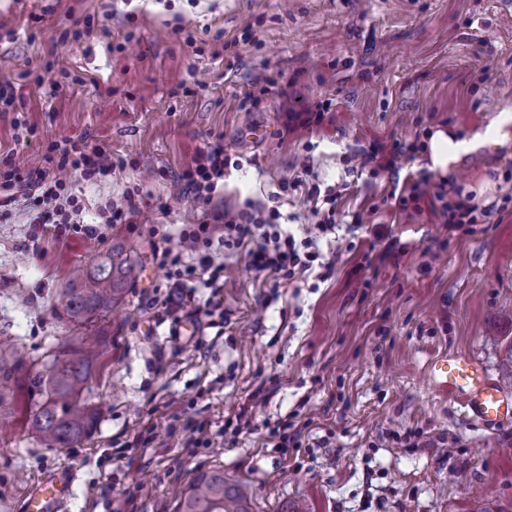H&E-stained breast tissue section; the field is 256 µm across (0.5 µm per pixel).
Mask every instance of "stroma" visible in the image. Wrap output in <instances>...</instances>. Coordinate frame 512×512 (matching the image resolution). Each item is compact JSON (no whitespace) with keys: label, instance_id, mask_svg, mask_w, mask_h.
<instances>
[{"label":"stroma","instance_id":"obj_1","mask_svg":"<svg viewBox=\"0 0 512 512\" xmlns=\"http://www.w3.org/2000/svg\"><path fill=\"white\" fill-rule=\"evenodd\" d=\"M76 19L91 36L64 37ZM43 65L61 84L52 99L33 76ZM6 83L16 99L0 112L1 153L25 167L52 142L83 139L124 164L75 185L98 238L28 249L39 227L6 205L0 346L29 362L74 338L57 317L60 290L112 244L143 271L97 323L110 342L88 396L102 409L93 433L41 447L22 386L0 398L13 424L0 433V512H21L41 477L63 469L75 473L68 512H157L209 468L245 483L253 512L294 501L307 512H512V420L486 428L426 380L443 354L471 356L494 380L512 358V135L461 154L450 174L430 171L499 207L452 230L430 198L403 211L393 199L430 170L426 152L387 170L368 159L438 127L468 135L512 106L507 0H0ZM247 92L259 107H242ZM324 101L322 120L286 130L289 114ZM18 112L32 130L20 143ZM216 143L224 188L205 206L177 178ZM137 184L148 194L132 223L100 224L99 206ZM315 186L338 193L336 233L318 241L332 263L322 277L271 290L218 236L219 288L193 291L196 305L215 299L213 315L169 303L178 278L154 259V227L251 202L300 239ZM275 430L285 447H265Z\"/></svg>","mask_w":512,"mask_h":512}]
</instances>
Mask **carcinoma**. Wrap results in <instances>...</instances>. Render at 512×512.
<instances>
[{
    "label": "carcinoma",
    "instance_id": "carcinoma-1",
    "mask_svg": "<svg viewBox=\"0 0 512 512\" xmlns=\"http://www.w3.org/2000/svg\"><path fill=\"white\" fill-rule=\"evenodd\" d=\"M141 266L121 244L79 270L62 289L59 318L84 329L76 340L59 344L34 369L0 353V380L14 376L28 396L26 421L44 448H70L95 428L99 410L84 393L103 365L108 339L90 327L124 303ZM174 512H250L243 487L219 468L198 471L179 496Z\"/></svg>",
    "mask_w": 512,
    "mask_h": 512
}]
</instances>
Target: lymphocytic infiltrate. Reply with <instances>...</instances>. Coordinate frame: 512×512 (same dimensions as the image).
<instances>
[{"label":"lymphocytic infiltrate","mask_w":512,"mask_h":512,"mask_svg":"<svg viewBox=\"0 0 512 512\" xmlns=\"http://www.w3.org/2000/svg\"><path fill=\"white\" fill-rule=\"evenodd\" d=\"M226 166L224 149L216 145L200 151L180 181L184 190L202 203H210L224 180ZM112 157L101 148H88L85 143L60 147L49 144L34 165L17 166L13 156L0 157V192L21 198L25 208L35 212L36 223L52 236L67 233L86 238L96 237V226L80 223L82 209L78 196L71 191L73 182L98 181L109 176ZM432 195L448 226L474 224L488 216V209L479 208L471 199H449L444 187H431L429 175L422 174L409 182L408 192L398 199L399 208L425 195ZM276 210L265 211L254 206L235 213L213 212L210 222L192 224L178 233L162 231L156 256L160 265L178 266L186 251L208 247L216 226H223L224 240L233 247L244 248L252 269L264 279L280 282L300 278L309 273L319 258L311 239L296 241L294 236L277 225Z\"/></svg>","instance_id":"f902f5d3"}]
</instances>
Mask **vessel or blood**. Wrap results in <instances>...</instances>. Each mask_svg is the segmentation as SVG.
Masks as SVG:
<instances>
[{
	"label": "vessel or blood",
	"instance_id": "b4317fda",
	"mask_svg": "<svg viewBox=\"0 0 512 512\" xmlns=\"http://www.w3.org/2000/svg\"><path fill=\"white\" fill-rule=\"evenodd\" d=\"M428 376L436 389L462 396L467 412L482 424H498L512 412V398L468 356H438L430 362ZM68 496L67 476L47 477L30 491L24 512H62Z\"/></svg>",
	"mask_w": 512,
	"mask_h": 512
}]
</instances>
